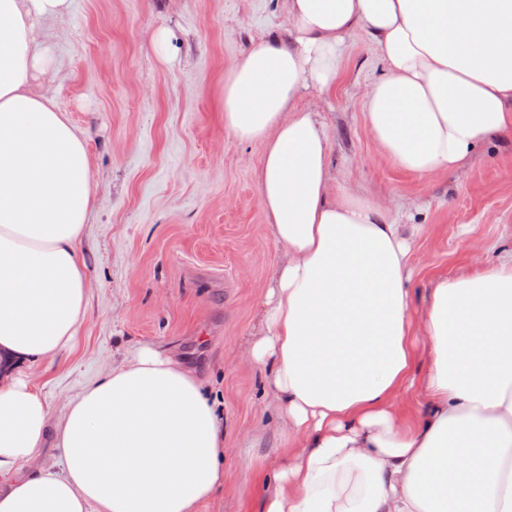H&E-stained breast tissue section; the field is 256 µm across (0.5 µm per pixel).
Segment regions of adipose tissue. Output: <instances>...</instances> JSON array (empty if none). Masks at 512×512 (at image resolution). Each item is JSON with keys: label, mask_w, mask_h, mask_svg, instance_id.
Returning <instances> with one entry per match:
<instances>
[{"label": "adipose tissue", "mask_w": 512, "mask_h": 512, "mask_svg": "<svg viewBox=\"0 0 512 512\" xmlns=\"http://www.w3.org/2000/svg\"><path fill=\"white\" fill-rule=\"evenodd\" d=\"M284 6L287 27L224 75V126L262 146L281 251L244 352L269 367L280 419L260 512H512V252L434 277L412 321L411 207L341 178L300 104L328 99L366 34L384 65L363 92L379 154L424 178L465 170L512 134V0ZM70 7L0 0V512H197L228 450L192 367L140 345L56 417L15 367L73 350L87 312L89 153L35 86L54 64L35 29ZM48 439L62 468L36 460Z\"/></svg>", "instance_id": "adipose-tissue-1"}]
</instances>
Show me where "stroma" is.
I'll list each match as a JSON object with an SVG mask.
<instances>
[{
	"label": "stroma",
	"mask_w": 512,
	"mask_h": 512,
	"mask_svg": "<svg viewBox=\"0 0 512 512\" xmlns=\"http://www.w3.org/2000/svg\"><path fill=\"white\" fill-rule=\"evenodd\" d=\"M286 23L280 0H72L45 38L54 69L44 87L86 140L95 205L79 249L89 290L76 348L26 371L56 415L137 345L194 365L235 450L199 512H258L262 490L244 488L242 473L278 453L266 371L236 355L260 329L279 250L258 198L262 147L225 129L222 103L226 69ZM162 28L176 35L166 59L154 44ZM382 73L357 37L335 92L301 103L319 112L352 184L415 204L417 317L432 275L465 268L476 247L489 262L512 251V142L430 181L402 169L378 154L364 120L361 90ZM247 430L262 434L261 448L247 446Z\"/></svg>",
	"instance_id": "35a3bbf8"
}]
</instances>
